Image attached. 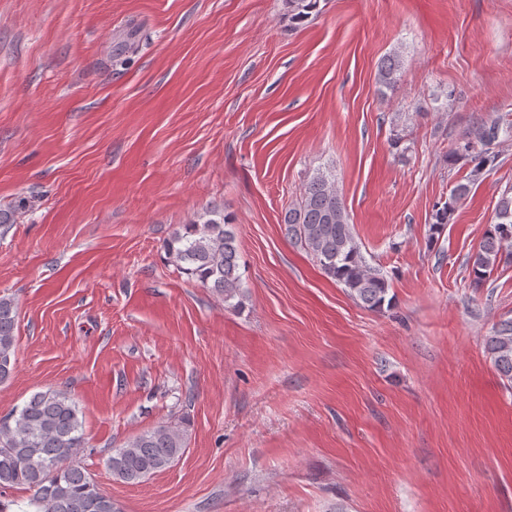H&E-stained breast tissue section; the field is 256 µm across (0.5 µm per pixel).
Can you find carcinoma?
Segmentation results:
<instances>
[{"label":"carcinoma","mask_w":512,"mask_h":512,"mask_svg":"<svg viewBox=\"0 0 512 512\" xmlns=\"http://www.w3.org/2000/svg\"><path fill=\"white\" fill-rule=\"evenodd\" d=\"M320 0H285L288 18L297 25L319 12ZM399 55L383 59L377 83L392 89L400 81ZM512 138V122L495 116L474 123L448 154V163H473V175L495 164L494 146ZM469 185L456 184L448 200L436 207L432 229L448 223ZM288 236L299 242L321 270L345 286L370 310L384 307L389 284L370 269L355 241L345 206L334 179L316 171L303 185L300 200L285 210ZM512 248V187L505 190L495 209V222L480 249L471 256L474 287L481 286ZM173 262L191 279L211 288L228 301L239 293L238 252L232 219L207 211L184 225L167 243ZM16 307L0 296V383L14 369ZM499 374L512 383V320L501 321L487 340ZM79 407L67 393L46 390L33 394L21 409L0 419V488L23 486L32 491L27 512H117L112 498L99 492L92 477L77 464L85 448ZM186 448V430L174 423L161 424L113 450L108 467L116 479L135 484L169 467Z\"/></svg>","instance_id":"obj_1"}]
</instances>
